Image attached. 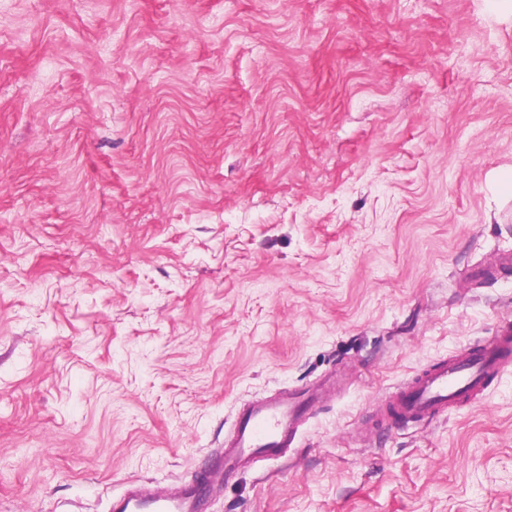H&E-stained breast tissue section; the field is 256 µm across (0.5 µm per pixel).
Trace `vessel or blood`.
Listing matches in <instances>:
<instances>
[{
  "label": "vessel or blood",
  "mask_w": 512,
  "mask_h": 512,
  "mask_svg": "<svg viewBox=\"0 0 512 512\" xmlns=\"http://www.w3.org/2000/svg\"><path fill=\"white\" fill-rule=\"evenodd\" d=\"M512 365V323L479 345L467 344L431 365L380 403L381 421L416 423L436 418L462 401L475 400ZM311 408L301 393L282 392L244 406L216 463L181 483L128 482L113 494L109 512H200L203 491L240 469L286 458Z\"/></svg>",
  "instance_id": "1"
}]
</instances>
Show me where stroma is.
<instances>
[{"label": "stroma", "mask_w": 512, "mask_h": 512, "mask_svg": "<svg viewBox=\"0 0 512 512\" xmlns=\"http://www.w3.org/2000/svg\"><path fill=\"white\" fill-rule=\"evenodd\" d=\"M512 0H0V512L209 468L202 512H512V366L378 401L512 321ZM512 364V323L479 345L466 344L431 365L380 403L381 422L434 419L462 401L476 400ZM306 393L310 400L302 401ZM319 399L309 390L282 392L244 406L224 448L216 451L215 465L182 483L152 486L130 481L112 494L109 512H200L205 488L222 485L240 469L260 461L287 458L312 400Z\"/></svg>", "instance_id": "35a3bbf8"}]
</instances>
